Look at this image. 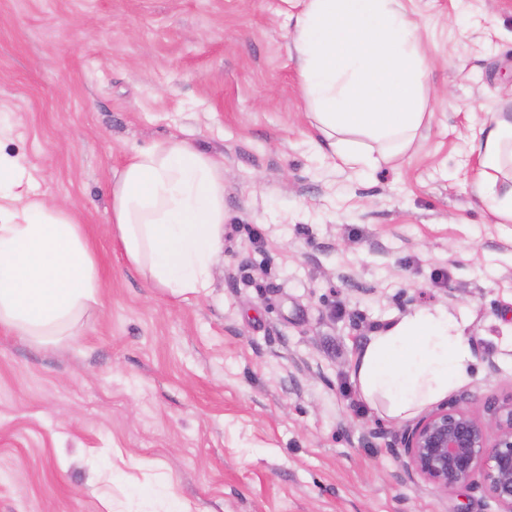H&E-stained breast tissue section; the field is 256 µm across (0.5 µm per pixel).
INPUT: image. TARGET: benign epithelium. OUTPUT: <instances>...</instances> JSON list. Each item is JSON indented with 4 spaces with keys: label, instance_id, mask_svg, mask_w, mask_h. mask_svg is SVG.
<instances>
[{
    "label": "benign epithelium",
    "instance_id": "obj_1",
    "mask_svg": "<svg viewBox=\"0 0 512 512\" xmlns=\"http://www.w3.org/2000/svg\"><path fill=\"white\" fill-rule=\"evenodd\" d=\"M464 400L440 403L406 426L401 469L444 492L473 484L497 512H512V398L486 401L480 411Z\"/></svg>",
    "mask_w": 512,
    "mask_h": 512
}]
</instances>
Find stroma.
I'll list each match as a JSON object with an SVG mask.
<instances>
[{
	"mask_svg": "<svg viewBox=\"0 0 512 512\" xmlns=\"http://www.w3.org/2000/svg\"><path fill=\"white\" fill-rule=\"evenodd\" d=\"M434 114L356 173L311 143L292 0H0V147L78 220L98 306L0 330V512H495L403 475L404 421L351 367L404 314L463 318L471 408L512 398V224L472 194L478 110L512 90V0H407ZM184 139L224 164V246L186 299L130 267L112 177Z\"/></svg>",
	"mask_w": 512,
	"mask_h": 512,
	"instance_id": "35a3bbf8",
	"label": "stroma"
}]
</instances>
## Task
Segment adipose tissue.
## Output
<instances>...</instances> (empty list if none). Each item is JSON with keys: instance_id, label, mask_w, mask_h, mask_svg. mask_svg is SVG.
Wrapping results in <instances>:
<instances>
[{"instance_id": "1", "label": "adipose tissue", "mask_w": 512, "mask_h": 512, "mask_svg": "<svg viewBox=\"0 0 512 512\" xmlns=\"http://www.w3.org/2000/svg\"><path fill=\"white\" fill-rule=\"evenodd\" d=\"M287 33L322 156L365 173L417 147L432 122L423 47L403 0H300ZM471 183L495 223L512 224V111L472 128ZM112 234L127 263L177 297L205 292L224 231V168L173 138L134 154L112 181ZM93 253L70 212L34 189L0 148V328L61 339L99 304ZM464 325L440 308L408 313L369 336L351 370L380 416L405 419L470 382Z\"/></svg>"}]
</instances>
